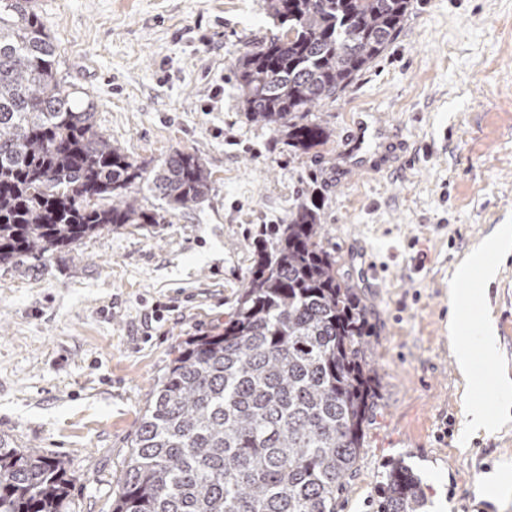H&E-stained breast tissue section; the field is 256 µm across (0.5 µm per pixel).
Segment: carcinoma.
I'll use <instances>...</instances> for the list:
<instances>
[{"label": "carcinoma", "instance_id": "cac0c4a2", "mask_svg": "<svg viewBox=\"0 0 512 512\" xmlns=\"http://www.w3.org/2000/svg\"><path fill=\"white\" fill-rule=\"evenodd\" d=\"M29 0L0 3V263L43 258L104 230L159 224L132 193L198 204L210 173L176 150L130 159L63 90ZM288 25L236 59L244 110L307 153L328 142L312 109L334 102L399 32L411 0H265ZM300 202L254 246L223 328L184 342L131 439L112 512H337L376 406L367 307ZM65 462L0 439V512H61ZM421 480L386 466L381 512H420Z\"/></svg>", "mask_w": 512, "mask_h": 512}]
</instances>
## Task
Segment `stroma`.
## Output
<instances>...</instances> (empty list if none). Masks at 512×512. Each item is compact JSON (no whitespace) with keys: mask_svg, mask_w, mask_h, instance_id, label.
Segmentation results:
<instances>
[{"mask_svg":"<svg viewBox=\"0 0 512 512\" xmlns=\"http://www.w3.org/2000/svg\"><path fill=\"white\" fill-rule=\"evenodd\" d=\"M394 41L346 93L314 111L330 134L301 154L240 102L233 64L275 30L265 0H31L63 87L135 161L177 150L211 174L200 204L126 225L45 259L0 264V437L64 458L63 512H112L154 387L189 337L224 324L255 241L302 200L370 311L377 408L338 512H378L385 467L424 484L422 512H512V254L468 282L494 316L500 356L462 382L448 329L460 261L512 225V0H412ZM408 143L401 167L335 178L362 111ZM502 419L466 431L467 403Z\"/></svg>","mask_w":512,"mask_h":512,"instance_id":"stroma-1","label":"stroma"}]
</instances>
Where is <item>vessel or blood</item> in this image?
I'll return each instance as SVG.
<instances>
[{
  "instance_id": "1",
  "label": "vessel or blood",
  "mask_w": 512,
  "mask_h": 512,
  "mask_svg": "<svg viewBox=\"0 0 512 512\" xmlns=\"http://www.w3.org/2000/svg\"><path fill=\"white\" fill-rule=\"evenodd\" d=\"M339 154L345 164L338 167V174L355 171L375 175L401 165L404 144L396 132L378 119L359 117L345 134Z\"/></svg>"
}]
</instances>
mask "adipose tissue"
Returning a JSON list of instances; mask_svg holds the SVG:
<instances>
[{
    "label": "adipose tissue",
    "mask_w": 512,
    "mask_h": 512,
    "mask_svg": "<svg viewBox=\"0 0 512 512\" xmlns=\"http://www.w3.org/2000/svg\"><path fill=\"white\" fill-rule=\"evenodd\" d=\"M512 252V234L503 232L483 243L477 254L465 259L457 269L458 280H467L473 271H480L485 281H493L497 274L494 257ZM450 316L448 327L457 333L456 362L464 381L474 377L477 361L489 362L499 355V341L494 321L484 317L473 321L462 289H452L449 295Z\"/></svg>",
    "instance_id": "ef3b65f1"
}]
</instances>
